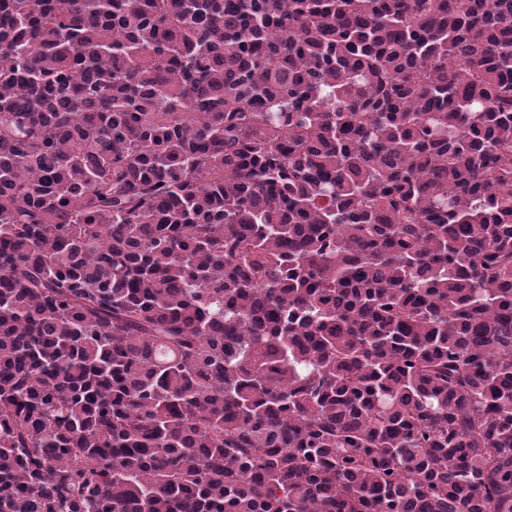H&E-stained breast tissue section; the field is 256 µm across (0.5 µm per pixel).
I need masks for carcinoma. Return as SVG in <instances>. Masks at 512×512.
<instances>
[{
	"mask_svg": "<svg viewBox=\"0 0 512 512\" xmlns=\"http://www.w3.org/2000/svg\"><path fill=\"white\" fill-rule=\"evenodd\" d=\"M0 512H512V0H0Z\"/></svg>",
	"mask_w": 512,
	"mask_h": 512,
	"instance_id": "1",
	"label": "carcinoma"
}]
</instances>
